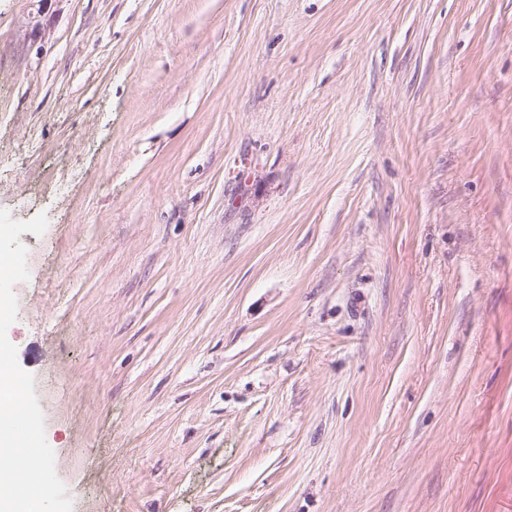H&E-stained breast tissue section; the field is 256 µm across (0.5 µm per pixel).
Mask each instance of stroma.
I'll return each instance as SVG.
<instances>
[{"label":"stroma","instance_id":"stroma-1","mask_svg":"<svg viewBox=\"0 0 512 512\" xmlns=\"http://www.w3.org/2000/svg\"><path fill=\"white\" fill-rule=\"evenodd\" d=\"M0 209L73 512H512V0H0Z\"/></svg>","mask_w":512,"mask_h":512}]
</instances>
